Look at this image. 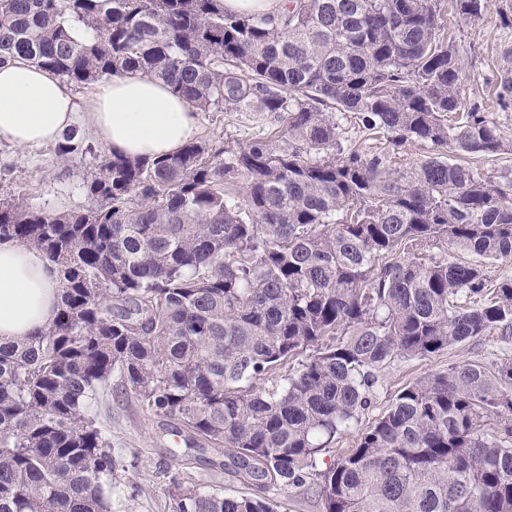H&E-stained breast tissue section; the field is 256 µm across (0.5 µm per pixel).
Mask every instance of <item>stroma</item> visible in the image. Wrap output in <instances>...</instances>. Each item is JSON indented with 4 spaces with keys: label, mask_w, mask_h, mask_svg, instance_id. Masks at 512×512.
Instances as JSON below:
<instances>
[{
    "label": "stroma",
    "mask_w": 512,
    "mask_h": 512,
    "mask_svg": "<svg viewBox=\"0 0 512 512\" xmlns=\"http://www.w3.org/2000/svg\"><path fill=\"white\" fill-rule=\"evenodd\" d=\"M512 16V0H491L485 18L473 22L454 17L453 34L464 70V97L489 99L488 110L501 135L512 139V108L494 105L495 75L512 69V27L503 25L501 14ZM341 144L345 150L365 153L389 149L393 171L406 172L432 155L429 144L410 140L388 147L385 139L372 140L353 114L339 116ZM271 139L278 148L294 147L277 115L264 112H202L198 115L196 141L235 149L255 138ZM106 149L93 143L91 151H78L60 159L54 145L22 150L0 141V199L54 213L79 211L88 204L84 180ZM512 349V337L489 336L455 345L438 355L399 357L377 373L374 401L362 417L370 425L391 404L405 385L448 366L465 362L489 363ZM112 436V456L117 465L112 481V512H173V483L180 482L227 495L253 493L251 485L238 480L224 466L223 448H189L173 442L170 419L153 415L122 392L120 378L88 407Z\"/></svg>",
    "instance_id": "1"
}]
</instances>
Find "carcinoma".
Masks as SVG:
<instances>
[{
	"instance_id": "1",
	"label": "carcinoma",
	"mask_w": 512,
	"mask_h": 512,
	"mask_svg": "<svg viewBox=\"0 0 512 512\" xmlns=\"http://www.w3.org/2000/svg\"><path fill=\"white\" fill-rule=\"evenodd\" d=\"M285 2L271 15L0 0V67L23 58L76 85L138 72L194 112H275L300 143L110 154L80 211L0 202V241L40 250L58 281L53 323L0 345V512H112V437L87 406L116 373L175 434L224 444L261 491L314 476L324 512H512L511 356L418 379L361 427L394 359L512 333V278L485 272L512 259V184L438 157L395 177L384 153L343 150L333 112L392 145L492 157L512 140L462 96L442 0ZM453 2L473 21L490 9ZM495 87L507 108L512 70ZM85 142L70 128L56 153ZM236 181L241 196L224 188ZM448 241L477 260L409 256ZM172 499L173 512H278L257 493L176 484ZM355 437L356 433L351 432L345 433L336 439V441L330 445V448H327L326 451H323L322 454L318 457L316 470L323 471L326 467H329L342 451L346 450L347 448H351Z\"/></svg>"
}]
</instances>
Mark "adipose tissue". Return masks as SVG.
<instances>
[{"label": "adipose tissue", "instance_id": "1", "mask_svg": "<svg viewBox=\"0 0 512 512\" xmlns=\"http://www.w3.org/2000/svg\"><path fill=\"white\" fill-rule=\"evenodd\" d=\"M85 116L92 137L126 157H163L189 143L196 115L163 81L138 73L100 80L80 102L57 74L23 60L0 68V140L36 149ZM56 274L38 250L0 242V344L51 324Z\"/></svg>", "mask_w": 512, "mask_h": 512}]
</instances>
